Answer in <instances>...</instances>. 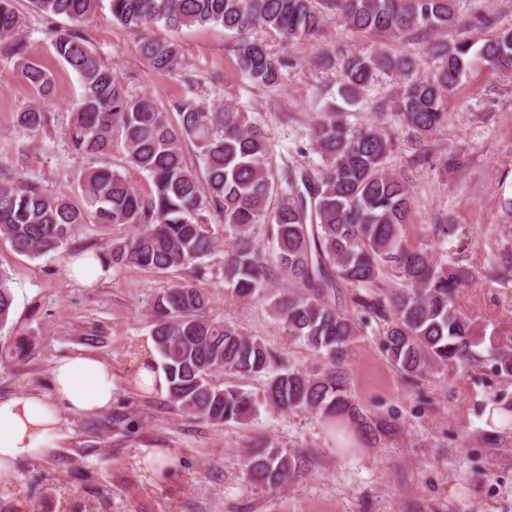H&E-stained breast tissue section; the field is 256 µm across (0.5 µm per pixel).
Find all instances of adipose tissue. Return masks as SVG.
<instances>
[{"mask_svg": "<svg viewBox=\"0 0 512 512\" xmlns=\"http://www.w3.org/2000/svg\"><path fill=\"white\" fill-rule=\"evenodd\" d=\"M115 392L110 365L76 352L55 359L48 390L0 399V472L22 456L48 453L59 437L61 413L93 414L109 408Z\"/></svg>", "mask_w": 512, "mask_h": 512, "instance_id": "ef3b65f1", "label": "adipose tissue"}]
</instances>
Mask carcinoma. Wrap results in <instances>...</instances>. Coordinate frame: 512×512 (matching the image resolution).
I'll return each instance as SVG.
<instances>
[{
	"label": "carcinoma",
	"instance_id": "carcinoma-1",
	"mask_svg": "<svg viewBox=\"0 0 512 512\" xmlns=\"http://www.w3.org/2000/svg\"><path fill=\"white\" fill-rule=\"evenodd\" d=\"M31 2L42 15L73 23L58 29L52 40L55 55L78 75L82 89L68 125L72 149L95 156L119 139L128 165L147 173L153 189L144 195L126 174L109 167L89 169L79 178V205L24 179L3 182L0 238L17 252L38 258L60 253L74 226L88 217L101 225L131 224L137 232L112 244L106 263L188 273L151 303L149 336L162 359L170 404L213 426L247 420L264 404L281 411H311L335 430L346 424L361 434L381 430L368 422L336 372L363 324L336 304V292L348 286L368 290V299L358 303L369 313L384 317L391 312L383 348L404 375L461 369L476 361L475 323L455 304L473 274L438 262L404 236L413 202L404 179L385 167L393 147L389 134L374 126L354 130L345 113L327 112L313 128L322 169L311 174L305 168H278L264 125L244 112L186 98L172 104L178 115L172 123L152 100L128 93L89 49L78 27L105 7L113 20L133 31L160 22L173 29L221 25L234 35L240 72L268 88L279 84L291 60L269 51L257 31L273 32L289 44L316 36L322 15L313 0ZM456 2L330 0V6L352 30L424 37L458 26ZM21 29L14 0H0V41L17 57L34 94V103L16 113L15 126L33 131L48 125L46 106L55 79L24 56ZM140 51L158 72L179 65V51L171 42L146 38ZM470 51L466 41L432 47L440 66L427 77L415 76V62L407 56L348 53L338 92L346 104L355 105L378 73L399 74L404 91L396 115L424 143L447 121L444 99L465 75ZM480 59L492 74L512 77V27L486 43ZM189 147L198 161L193 168L185 161ZM259 226L272 244L269 252L256 242ZM222 236L229 239L224 283L240 299H268L289 335L326 360V368L314 373L294 369L261 338L211 315V298L194 281L206 275L202 261ZM275 275L288 283V290L270 296L266 288ZM388 275L397 287H385ZM8 282L0 271V327L14 302ZM26 349L24 337L7 346L0 343V362L9 363ZM494 364L498 374L512 377V347L497 348ZM226 372L262 379L264 401L219 383L217 376ZM297 462L290 450L266 440L247 453L248 480L277 490L288 484Z\"/></svg>",
	"mask_w": 512,
	"mask_h": 512
}]
</instances>
